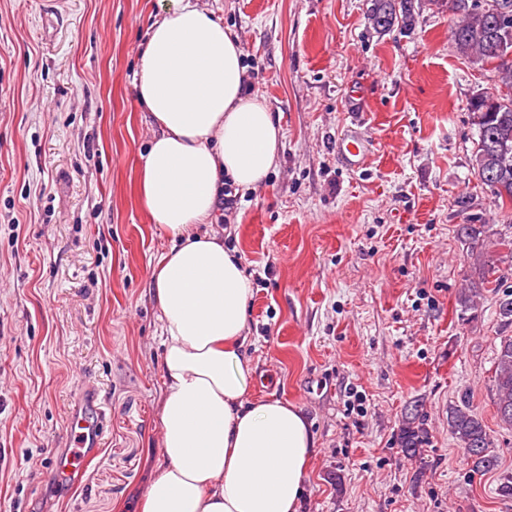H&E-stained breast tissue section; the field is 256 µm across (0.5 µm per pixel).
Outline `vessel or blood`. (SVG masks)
Returning <instances> with one entry per match:
<instances>
[{"instance_id":"obj_1","label":"vessel or blood","mask_w":512,"mask_h":512,"mask_svg":"<svg viewBox=\"0 0 512 512\" xmlns=\"http://www.w3.org/2000/svg\"><path fill=\"white\" fill-rule=\"evenodd\" d=\"M338 161L348 171L365 168L373 156L372 142L362 130L360 120H352L336 140ZM106 410L95 392H88L82 406L70 416V434L77 448L76 453L60 455L56 459L55 473L62 478L71 477L78 469L77 458H88L100 447Z\"/></svg>"}]
</instances>
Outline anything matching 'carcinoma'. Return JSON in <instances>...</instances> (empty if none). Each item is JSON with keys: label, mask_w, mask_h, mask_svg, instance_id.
Instances as JSON below:
<instances>
[{"label": "carcinoma", "mask_w": 512, "mask_h": 512, "mask_svg": "<svg viewBox=\"0 0 512 512\" xmlns=\"http://www.w3.org/2000/svg\"><path fill=\"white\" fill-rule=\"evenodd\" d=\"M500 0H450L456 16L452 30L459 52L469 62L492 67L497 88L473 95L467 109L473 116L477 140L470 158L473 174L501 204L512 205V31L495 22ZM419 11L418 0H370V28L383 34L396 26L412 29ZM458 239L466 254L477 262L480 285L499 282L496 270L482 261L486 250L481 231L474 224H460ZM497 322L512 326V293L498 300ZM494 406L499 422L512 428V335L498 337L494 375ZM448 430L462 449L470 471L484 475L499 467L493 438L482 416L471 407L457 406L448 412ZM423 429L407 422L401 429L400 448L410 458L421 453Z\"/></svg>", "instance_id": "1"}]
</instances>
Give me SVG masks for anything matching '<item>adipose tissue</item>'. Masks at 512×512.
Listing matches in <instances>:
<instances>
[{"mask_svg":"<svg viewBox=\"0 0 512 512\" xmlns=\"http://www.w3.org/2000/svg\"><path fill=\"white\" fill-rule=\"evenodd\" d=\"M237 38L198 0H169L143 50L136 100L159 129L140 195L172 246L151 271L163 332L160 456L136 512H300L316 447L301 407L255 397L252 283L208 224L225 183L253 190L283 134L247 89Z\"/></svg>","mask_w":512,"mask_h":512,"instance_id":"adipose-tissue-1","label":"adipose tissue"}]
</instances>
